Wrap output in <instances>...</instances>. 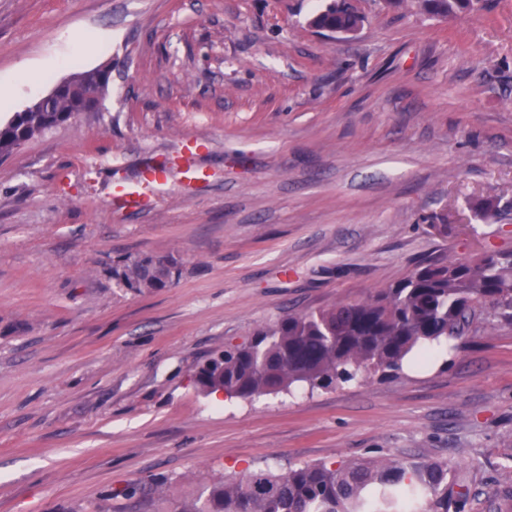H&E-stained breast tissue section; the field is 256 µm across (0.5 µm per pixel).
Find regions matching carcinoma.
<instances>
[{"mask_svg":"<svg viewBox=\"0 0 512 512\" xmlns=\"http://www.w3.org/2000/svg\"><path fill=\"white\" fill-rule=\"evenodd\" d=\"M426 10L451 16L482 0H422ZM363 18L346 0H330L311 22L355 31ZM77 90L46 103L45 112L17 113V126L0 128V156L51 128L58 115L81 112L82 92L96 85V70L73 77ZM173 258L126 259L112 276L145 293L167 287ZM512 323V252H484L470 260L445 256L417 264L403 279L362 301L290 314L256 331L247 343L213 356L195 374L204 395L222 391L251 399L313 391L359 376H389L404 360L431 358L442 341L465 335L484 310ZM448 461L359 460L338 466L305 464L285 474L256 470L213 483L203 504L181 512H448Z\"/></svg>","mask_w":512,"mask_h":512,"instance_id":"1","label":"carcinoma"}]
</instances>
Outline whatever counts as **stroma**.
I'll list each match as a JSON object with an SVG mask.
<instances>
[{
	"mask_svg": "<svg viewBox=\"0 0 512 512\" xmlns=\"http://www.w3.org/2000/svg\"><path fill=\"white\" fill-rule=\"evenodd\" d=\"M328 2L0 0V124L112 65L99 110L0 157V512H179L226 477L369 457L450 461L464 512H512V325L494 314L394 377L196 388L286 314L512 250V0L448 18L354 0L352 35L310 26ZM188 139L206 178L174 164ZM160 165L150 207L113 198ZM130 255L179 274L122 288Z\"/></svg>",
	"mask_w": 512,
	"mask_h": 512,
	"instance_id": "1",
	"label": "stroma"
}]
</instances>
